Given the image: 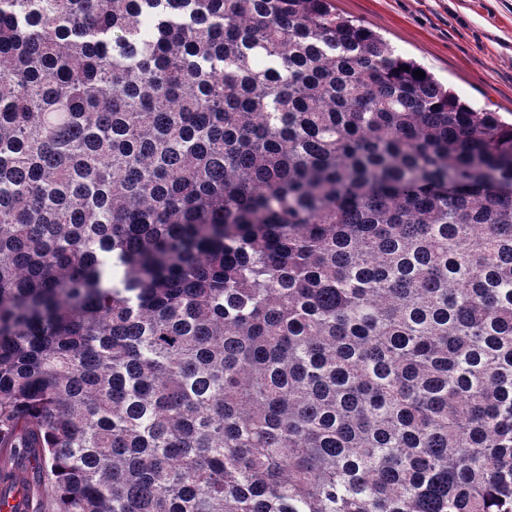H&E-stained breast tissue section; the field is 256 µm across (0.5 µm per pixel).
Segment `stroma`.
Instances as JSON below:
<instances>
[{
  "mask_svg": "<svg viewBox=\"0 0 512 512\" xmlns=\"http://www.w3.org/2000/svg\"><path fill=\"white\" fill-rule=\"evenodd\" d=\"M478 109L512 119V0H333Z\"/></svg>",
  "mask_w": 512,
  "mask_h": 512,
  "instance_id": "1",
  "label": "stroma"
}]
</instances>
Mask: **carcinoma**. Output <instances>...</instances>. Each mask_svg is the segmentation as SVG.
Listing matches in <instances>:
<instances>
[{
  "label": "carcinoma",
  "mask_w": 512,
  "mask_h": 512,
  "mask_svg": "<svg viewBox=\"0 0 512 512\" xmlns=\"http://www.w3.org/2000/svg\"><path fill=\"white\" fill-rule=\"evenodd\" d=\"M417 70L330 0H0L29 512H512V122Z\"/></svg>",
  "instance_id": "1"
}]
</instances>
